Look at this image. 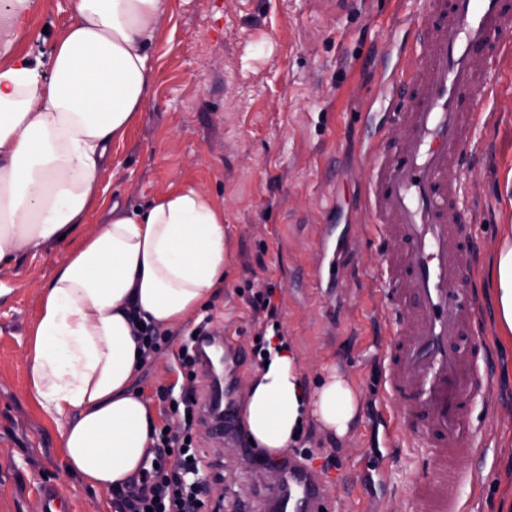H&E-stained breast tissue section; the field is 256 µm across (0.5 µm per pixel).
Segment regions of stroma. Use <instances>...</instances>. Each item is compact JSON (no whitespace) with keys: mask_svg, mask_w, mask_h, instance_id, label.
Returning a JSON list of instances; mask_svg holds the SVG:
<instances>
[{"mask_svg":"<svg viewBox=\"0 0 512 512\" xmlns=\"http://www.w3.org/2000/svg\"><path fill=\"white\" fill-rule=\"evenodd\" d=\"M71 17L69 0H31L16 50L41 79L51 75V48ZM430 20L426 0H357L335 12L322 0H174L154 42L149 96L102 175L105 199L130 207L188 184L223 207L227 271L204 313L246 354L241 386L261 365L250 301L271 281L302 380L313 384L333 362L360 389L363 413L353 434L330 439L310 425L288 453L327 485L325 512H415L411 487L428 472L424 447L389 453L383 419L371 409L381 392L382 283L363 197L375 132L399 133L382 88L404 63L413 23ZM492 82L494 93L477 100L491 120L472 134L468 170L452 174L476 224L481 315L495 362L494 381L475 408L489 443L482 486L460 490L475 512L512 503V345L499 339L487 278L501 227L512 225V56L496 62ZM326 228L332 239L323 250ZM99 229L89 215L69 237L0 264V512H42L46 485L64 493L71 512H115L111 496L65 472L57 427L27 392L28 331L41 290L63 255ZM315 268L318 283L309 276ZM188 331H167L134 381L162 425L178 417L161 392L206 385L200 375L187 381L181 368ZM194 434L207 498L260 497L268 482L254 479L252 465L239 462L208 424Z\"/></svg>","mask_w":512,"mask_h":512,"instance_id":"1","label":"stroma"}]
</instances>
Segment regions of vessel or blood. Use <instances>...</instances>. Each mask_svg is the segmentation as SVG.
I'll return each mask as SVG.
<instances>
[{
  "instance_id": "b4317fda",
  "label": "vessel or blood",
  "mask_w": 512,
  "mask_h": 512,
  "mask_svg": "<svg viewBox=\"0 0 512 512\" xmlns=\"http://www.w3.org/2000/svg\"><path fill=\"white\" fill-rule=\"evenodd\" d=\"M433 22L414 28L412 54L395 75L393 117L402 136L381 142L367 182V202L383 250L380 296L387 344L383 399L392 404L390 436L421 438L430 478L415 488L416 512H464L459 489L477 483L481 456L472 404L493 379L489 346L480 338L479 252L452 169L465 167L482 113L475 94L492 92L490 70L512 50V13L502 0H428ZM457 239L449 248V239ZM200 369L220 348L239 357L226 339L195 343ZM233 386L224 390L227 443L242 460L257 459L235 425ZM326 490L298 465L274 473L260 512H324Z\"/></svg>"
}]
</instances>
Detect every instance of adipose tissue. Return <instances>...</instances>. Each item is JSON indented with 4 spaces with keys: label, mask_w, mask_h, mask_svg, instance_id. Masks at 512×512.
I'll return each mask as SVG.
<instances>
[{
    "label": "adipose tissue",
    "mask_w": 512,
    "mask_h": 512,
    "mask_svg": "<svg viewBox=\"0 0 512 512\" xmlns=\"http://www.w3.org/2000/svg\"><path fill=\"white\" fill-rule=\"evenodd\" d=\"M73 20L41 80L12 42L0 46V263L69 235L92 209L100 233L57 265L32 331L28 391L58 425L67 473L104 492L123 487L151 445L155 417L133 382L143 364L132 319L173 329L224 286V210L195 187L140 208L99 206L112 146L125 138L154 80L150 50L171 0H71ZM488 276L500 338L512 344V227ZM361 392L336 367L314 389L285 344L269 346L242 412L252 441L277 455L308 423L344 438Z\"/></svg>",
    "instance_id": "obj_1"
}]
</instances>
